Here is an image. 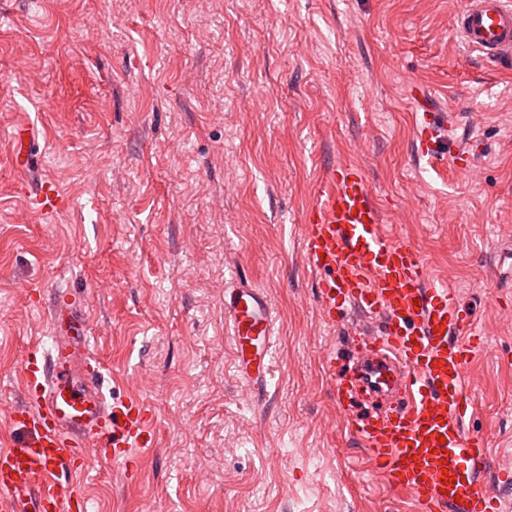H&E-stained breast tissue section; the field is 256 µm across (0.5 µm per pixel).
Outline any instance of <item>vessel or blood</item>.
Listing matches in <instances>:
<instances>
[{
    "label": "vessel or blood",
    "instance_id": "1",
    "mask_svg": "<svg viewBox=\"0 0 512 512\" xmlns=\"http://www.w3.org/2000/svg\"><path fill=\"white\" fill-rule=\"evenodd\" d=\"M456 34L487 61L512 62V0H467ZM425 121L430 135L419 150L433 156L444 139L434 114ZM30 202L42 214L64 206L48 178ZM304 257L321 275L328 321L352 307L378 323L363 332V362L335 391L338 407L358 398L376 405L346 422L370 469L407 493L415 512H505L500 490L512 485V465L494 462L485 435L466 427L474 411L466 366L487 346L457 292L432 279L415 246L391 236L361 165L332 167L315 190ZM224 314L238 372L253 396H263L273 354L271 301L234 286L224 294ZM51 330L53 347L31 351L24 362V401L9 414L18 434L0 446V512L25 500L34 512H87L70 481L81 463L100 452L121 462L128 478L139 452L153 443L140 397L106 398L83 311L56 309Z\"/></svg>",
    "mask_w": 512,
    "mask_h": 512
}]
</instances>
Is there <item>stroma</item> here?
Instances as JSON below:
<instances>
[{
	"instance_id": "35a3bbf8",
	"label": "stroma",
	"mask_w": 512,
	"mask_h": 512,
	"mask_svg": "<svg viewBox=\"0 0 512 512\" xmlns=\"http://www.w3.org/2000/svg\"><path fill=\"white\" fill-rule=\"evenodd\" d=\"M464 6L0 0V445L27 353L52 343L44 304L64 293L111 393L153 416L133 479L89 458V512H410L344 431L336 380L362 339L328 323L303 253L315 186L353 161L490 346L467 367L468 427L495 456L512 448V63L455 37ZM425 111L457 113L447 137L469 170L419 156ZM43 177L66 201L48 216L27 196ZM240 283L275 317L260 405L224 318Z\"/></svg>"
}]
</instances>
